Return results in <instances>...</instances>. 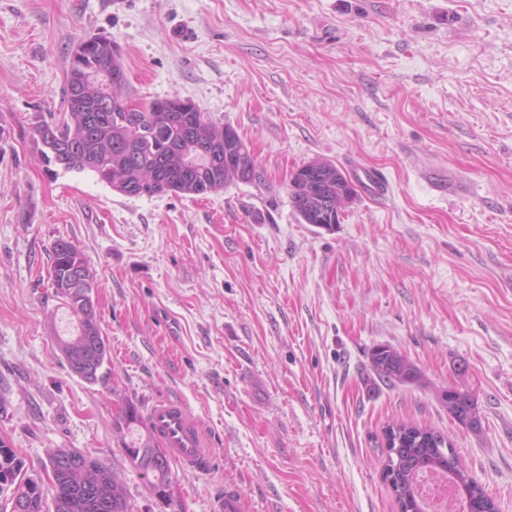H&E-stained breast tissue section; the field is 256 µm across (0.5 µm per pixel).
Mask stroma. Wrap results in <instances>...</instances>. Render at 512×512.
I'll return each instance as SVG.
<instances>
[{"mask_svg": "<svg viewBox=\"0 0 512 512\" xmlns=\"http://www.w3.org/2000/svg\"><path fill=\"white\" fill-rule=\"evenodd\" d=\"M122 49L133 101L180 98L232 126L263 172L191 198L130 197L48 168L36 123L63 116L75 45ZM383 173L333 230L302 223L296 168ZM95 275L107 384L64 360L55 239ZM390 346L421 386L382 382ZM471 394L482 428L453 420ZM0 436L29 473L75 448L120 475L134 512H397L383 431L438 429L512 512V0H0ZM185 402L209 471L160 503L125 459L124 404ZM369 365L375 375L391 385L417 384L422 375L406 356L388 346H376L369 355ZM448 414L465 428L477 431L482 427V418L473 399L465 393L448 388L443 396ZM213 512H246L247 501L241 490L234 485H225L224 494L214 499Z\"/></svg>", "mask_w": 512, "mask_h": 512, "instance_id": "stroma-1", "label": "stroma"}]
</instances>
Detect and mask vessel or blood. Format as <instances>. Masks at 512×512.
Returning <instances> with one entry per match:
<instances>
[{"mask_svg": "<svg viewBox=\"0 0 512 512\" xmlns=\"http://www.w3.org/2000/svg\"><path fill=\"white\" fill-rule=\"evenodd\" d=\"M146 421L162 440L171 459L182 467L204 472L210 469L214 453L201 428L190 419L186 406L178 400L162 399L146 413ZM213 512H247L241 490L226 485L214 500Z\"/></svg>", "mask_w": 512, "mask_h": 512, "instance_id": "1", "label": "vessel or blood"}]
</instances>
